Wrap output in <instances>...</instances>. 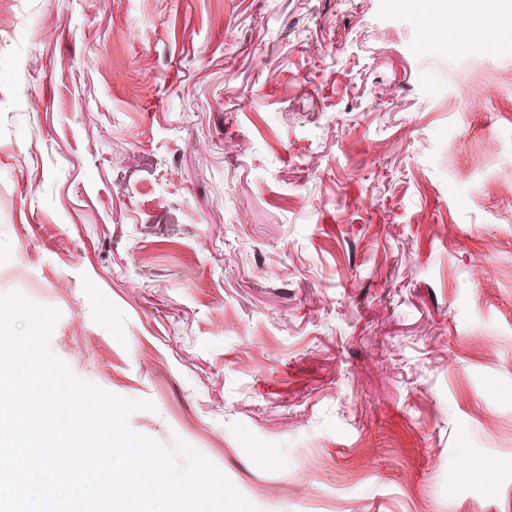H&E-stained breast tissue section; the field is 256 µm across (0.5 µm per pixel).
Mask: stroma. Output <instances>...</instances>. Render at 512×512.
<instances>
[{
    "instance_id": "obj_1",
    "label": "stroma",
    "mask_w": 512,
    "mask_h": 512,
    "mask_svg": "<svg viewBox=\"0 0 512 512\" xmlns=\"http://www.w3.org/2000/svg\"><path fill=\"white\" fill-rule=\"evenodd\" d=\"M431 0H0V293L259 512H512V50Z\"/></svg>"
}]
</instances>
